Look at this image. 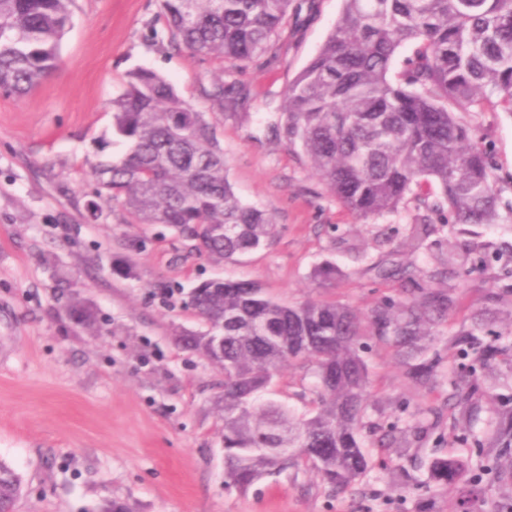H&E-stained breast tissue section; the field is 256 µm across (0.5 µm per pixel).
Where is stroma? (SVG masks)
<instances>
[{
	"instance_id": "obj_1",
	"label": "stroma",
	"mask_w": 512,
	"mask_h": 512,
	"mask_svg": "<svg viewBox=\"0 0 512 512\" xmlns=\"http://www.w3.org/2000/svg\"><path fill=\"white\" fill-rule=\"evenodd\" d=\"M342 0H294L270 51L238 67L192 54L171 41L161 0H74L57 70L35 91H0V461L22 478L15 512H457L470 486L430 482L440 457L469 470L494 460L500 476L480 490L481 512H512V455L454 443V409L442 377L454 339L475 321L493 330L512 314V268L497 254L512 249V113H461L476 128L505 204L498 223L437 227L414 248L403 242L419 212L362 219L311 170L300 149L276 134L284 93L333 31ZM136 68L165 76L215 128L224 164L242 203L271 215L269 245L235 261L190 256L181 236L162 224H130L122 208L96 196L90 168L110 145L111 102ZM224 86V108L209 98ZM97 200L98 219L86 205ZM397 252L419 279L440 259H465L444 282L448 320L428 340L425 358L438 377L420 388L393 347L374 337L360 354L371 380L361 436L367 473L336 491L316 472L288 467L248 490L226 486L223 422L215 406L224 374L181 349L176 334L204 323L187 294L210 279L252 280L276 300L334 302L366 314L403 296L401 278H376L373 264ZM130 270L120 277L114 263ZM335 265L320 282L317 267ZM94 312L100 333L68 314L73 300ZM315 377L294 361L268 397L296 414L312 408ZM477 397L483 421L512 394V358L486 369ZM404 444L378 447L390 425Z\"/></svg>"
}]
</instances>
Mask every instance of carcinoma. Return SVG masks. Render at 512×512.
Wrapping results in <instances>:
<instances>
[{
    "mask_svg": "<svg viewBox=\"0 0 512 512\" xmlns=\"http://www.w3.org/2000/svg\"><path fill=\"white\" fill-rule=\"evenodd\" d=\"M72 0H0V90L22 96L58 66L59 44ZM291 0H163L173 39L184 48L235 65L271 49ZM414 45L396 76L400 48ZM512 113V0H343L332 33L284 95L279 135L299 148L336 199L360 217L398 211L410 195L417 208L460 224H495L499 197L475 128L453 109ZM112 143L118 158L91 166L98 192L126 211L129 224H165L192 241V250L233 261L263 247L275 225L237 198L224 171L213 125L182 100L162 75L128 74L112 99ZM423 183L435 197L415 193ZM432 275L411 296L385 301L365 316L336 303L286 305L249 280L203 281L189 305L206 330L176 342L224 369L217 396L224 427L225 481L245 489L265 474L310 464L322 481L344 489L364 476L369 459L359 439L370 378L359 342L390 340L406 361L420 341L448 321V290ZM71 313L95 324L77 301ZM460 361L448 365L459 416L457 441L512 448V413L491 436L472 428L471 399L491 358L512 351V319L503 331L474 327L456 340ZM290 361L313 364L316 407L308 417L263 397ZM497 475L487 464L470 478L462 461L436 458L431 480L448 486L468 479L460 502L474 512V487ZM18 473L0 461V512H14L22 495Z\"/></svg>",
    "mask_w": 512,
    "mask_h": 512,
    "instance_id": "carcinoma-1",
    "label": "carcinoma"
}]
</instances>
